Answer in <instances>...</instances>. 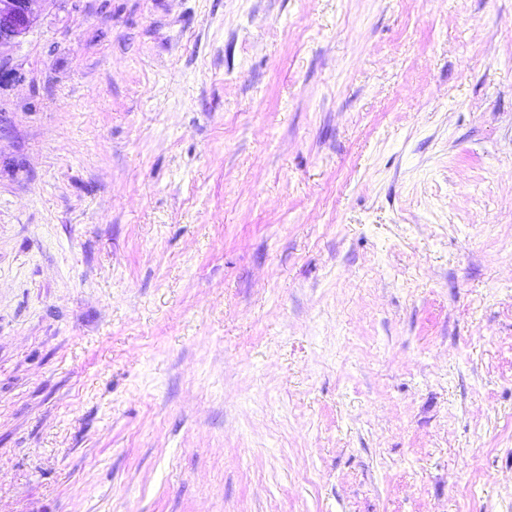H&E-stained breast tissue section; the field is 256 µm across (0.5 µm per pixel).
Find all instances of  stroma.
Here are the masks:
<instances>
[{"label":"stroma","mask_w":512,"mask_h":512,"mask_svg":"<svg viewBox=\"0 0 512 512\" xmlns=\"http://www.w3.org/2000/svg\"><path fill=\"white\" fill-rule=\"evenodd\" d=\"M0 57V512H512V0H47Z\"/></svg>","instance_id":"obj_1"}]
</instances>
